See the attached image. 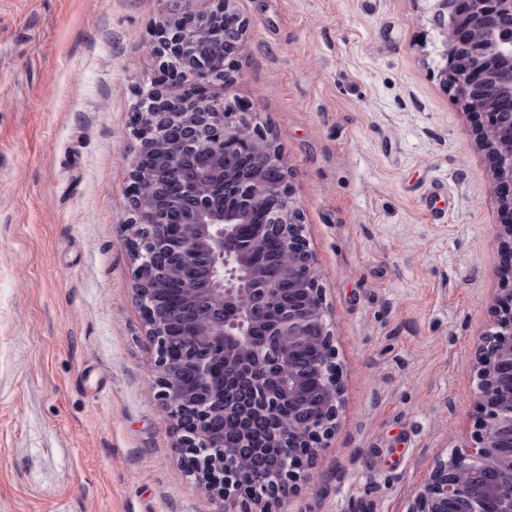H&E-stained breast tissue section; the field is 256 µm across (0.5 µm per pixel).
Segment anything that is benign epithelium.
Wrapping results in <instances>:
<instances>
[{"instance_id":"1","label":"benign epithelium","mask_w":512,"mask_h":512,"mask_svg":"<svg viewBox=\"0 0 512 512\" xmlns=\"http://www.w3.org/2000/svg\"><path fill=\"white\" fill-rule=\"evenodd\" d=\"M231 2L224 0V9L216 12L185 11L159 29L172 83L141 92L136 107L139 147L132 163L127 246L135 264L136 299L157 346L159 398L169 412L174 447L190 455L188 470L208 493L234 498L241 512H280L283 500L313 476L316 449L336 420L341 382L288 167L249 109L212 95V83L227 78L229 69H215L212 57L196 49L207 44L228 63L239 56L248 24ZM434 10L437 18H448L441 82L480 117L478 144L492 160V189L508 222L502 224L503 288L491 309L492 326L478 347L483 417L476 444L434 466L410 512H512V0H434ZM244 124L256 166L243 187L245 197L283 199L268 225L282 250L269 256L266 268L288 280V300L260 344L248 330L256 310L242 299L272 298L274 290L240 247L238 227L249 223V215L225 211L203 191L225 171L226 141ZM174 126L182 132L175 146L167 142ZM270 168L280 172L273 185L264 178ZM202 265L211 273L210 311L200 320L197 270ZM171 279L181 285L176 301L167 296ZM298 348L317 355L302 363L294 355ZM187 363L201 382L197 389L184 382ZM226 370L249 378L253 400L242 414L245 419L277 412V399L265 390L268 371L282 373L290 395L307 387L313 373L321 381L299 404L297 422L271 437V446L282 449L288 460L278 470L268 469L247 439L240 448H226L207 425L235 406L224 386ZM246 456L248 466L242 464Z\"/></svg>"}]
</instances>
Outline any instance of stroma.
<instances>
[{
	"mask_svg": "<svg viewBox=\"0 0 512 512\" xmlns=\"http://www.w3.org/2000/svg\"><path fill=\"white\" fill-rule=\"evenodd\" d=\"M214 95L268 128L342 383L284 512H409L478 432L505 221L475 118L438 76L432 0H233ZM179 0H0V512H236L170 429L125 243L141 90ZM453 204L435 222L419 198Z\"/></svg>",
	"mask_w": 512,
	"mask_h": 512,
	"instance_id": "stroma-1",
	"label": "stroma"
}]
</instances>
